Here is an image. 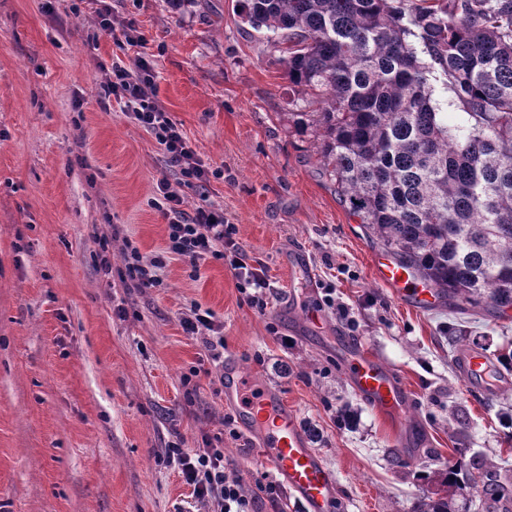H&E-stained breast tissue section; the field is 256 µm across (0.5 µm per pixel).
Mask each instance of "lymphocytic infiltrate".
I'll return each instance as SVG.
<instances>
[{
	"label": "lymphocytic infiltrate",
	"mask_w": 512,
	"mask_h": 512,
	"mask_svg": "<svg viewBox=\"0 0 512 512\" xmlns=\"http://www.w3.org/2000/svg\"><path fill=\"white\" fill-rule=\"evenodd\" d=\"M96 25L111 34L119 48L132 47L136 53L130 59H113L106 73L104 89L119 103L122 112L149 133L160 146L164 157L177 172L176 179L157 181L152 199L155 208L167 223L164 255L143 260L138 248L125 244L123 256L128 277L139 288H156L161 281L158 269L165 254H173L197 264L207 258L222 259L233 271L240 291L246 292L252 307L264 309L261 299L268 288L265 269L252 263L248 254L234 239V227L224 216V210L209 201L207 190L212 179L220 178L219 169L204 161L181 126L172 120L157 95V73L153 54L146 50V40L134 20L114 25L112 11L103 7L96 11ZM195 191L199 201L187 207V191ZM184 331L203 339V346L212 361H219L224 347L223 337L211 310L193 306L181 320ZM165 461L192 487L198 501L214 505L216 512H252L239 478L224 470V451L201 448L187 452L178 443L165 451Z\"/></svg>",
	"instance_id": "1"
}]
</instances>
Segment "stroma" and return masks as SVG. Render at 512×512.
Here are the masks:
<instances>
[{
  "mask_svg": "<svg viewBox=\"0 0 512 512\" xmlns=\"http://www.w3.org/2000/svg\"><path fill=\"white\" fill-rule=\"evenodd\" d=\"M106 2L137 19L159 99L223 169L209 199L271 288L265 310L251 307L214 258L167 260L157 288L123 280L124 242L147 258L165 245L151 198L175 172L105 97L119 50L90 4L0 0V512H211L160 457L213 439L257 512H303L225 407L220 363L183 331L195 304L213 312L225 352L317 430L310 446L337 477L339 512H411L428 448L438 467L462 448L512 470V388L468 390L453 359L461 336L493 356L512 349V319L419 310L375 280L381 249L289 120L319 106L291 90L273 39L241 22L237 0ZM295 257L303 271L288 270ZM345 338L397 371L411 402L396 421L353 391ZM402 437L408 469L390 463Z\"/></svg>",
  "mask_w": 512,
  "mask_h": 512,
  "instance_id": "1",
  "label": "stroma"
}]
</instances>
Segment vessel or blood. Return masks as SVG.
Returning <instances> with one entry per match:
<instances>
[{
  "label": "vessel or blood",
  "instance_id": "vessel-or-blood-1",
  "mask_svg": "<svg viewBox=\"0 0 512 512\" xmlns=\"http://www.w3.org/2000/svg\"><path fill=\"white\" fill-rule=\"evenodd\" d=\"M375 280L397 298L413 307L426 309L437 297L412 269L384 256L372 261ZM465 385L482 392L510 386L512 380L498 379L487 360L475 353L459 351L454 356ZM342 368L355 391L383 417H391L406 404L408 391L392 370L361 346L353 344L343 355ZM253 378L235 360L224 364V404L234 408L249 438L255 439L266 467L278 476L306 512H330L337 489L335 474L313 452L307 435L285 397L263 388L254 396L246 389Z\"/></svg>",
  "mask_w": 512,
  "mask_h": 512
}]
</instances>
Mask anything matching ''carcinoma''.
Segmentation results:
<instances>
[{
  "label": "carcinoma",
  "instance_id": "cac0c4a2",
  "mask_svg": "<svg viewBox=\"0 0 512 512\" xmlns=\"http://www.w3.org/2000/svg\"><path fill=\"white\" fill-rule=\"evenodd\" d=\"M277 37L296 112L348 211L462 308H512V0H239ZM464 115L450 129L434 98ZM413 512H462L472 489L512 512L497 463L462 453L417 475Z\"/></svg>",
  "mask_w": 512,
  "mask_h": 512
}]
</instances>
